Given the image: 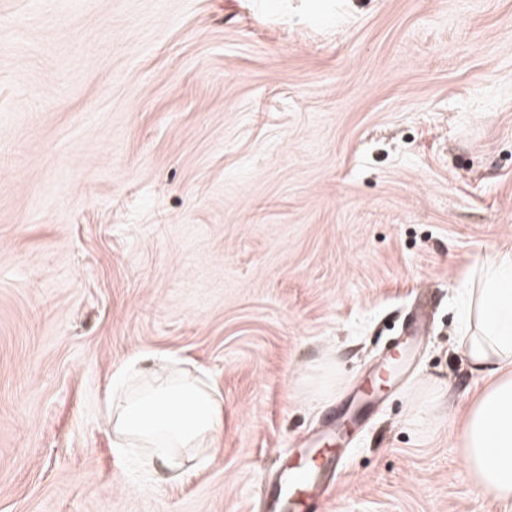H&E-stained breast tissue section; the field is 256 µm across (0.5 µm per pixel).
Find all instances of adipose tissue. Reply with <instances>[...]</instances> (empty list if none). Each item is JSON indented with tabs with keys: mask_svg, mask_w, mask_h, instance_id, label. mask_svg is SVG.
Here are the masks:
<instances>
[{
	"mask_svg": "<svg viewBox=\"0 0 512 512\" xmlns=\"http://www.w3.org/2000/svg\"><path fill=\"white\" fill-rule=\"evenodd\" d=\"M459 342L471 371L487 384L465 409L458 447L469 481L481 497L512 502V248L482 267L477 287L466 289ZM144 374L131 357L112 374L108 422L116 455L145 448L149 472L181 477L202 462L224 431V399L200 375L179 374L158 355Z\"/></svg>",
	"mask_w": 512,
	"mask_h": 512,
	"instance_id": "ef3b65f1",
	"label": "adipose tissue"
}]
</instances>
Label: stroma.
<instances>
[{"label":"stroma","mask_w":512,"mask_h":512,"mask_svg":"<svg viewBox=\"0 0 512 512\" xmlns=\"http://www.w3.org/2000/svg\"><path fill=\"white\" fill-rule=\"evenodd\" d=\"M508 244L512 0H0V512H260L331 411L323 512H504L453 418L458 295ZM158 351L224 395L176 481L105 418Z\"/></svg>","instance_id":"stroma-1"}]
</instances>
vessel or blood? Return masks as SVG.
Returning a JSON list of instances; mask_svg holds the SVG:
<instances>
[{"instance_id": "b4317fda", "label": "vessel or blood", "mask_w": 512, "mask_h": 512, "mask_svg": "<svg viewBox=\"0 0 512 512\" xmlns=\"http://www.w3.org/2000/svg\"><path fill=\"white\" fill-rule=\"evenodd\" d=\"M344 458V451L329 444L301 449L298 462H282L279 474L263 486L267 512H321L330 489L327 476Z\"/></svg>"}]
</instances>
